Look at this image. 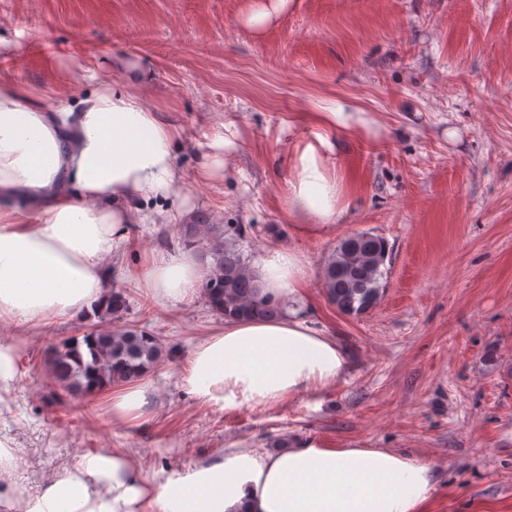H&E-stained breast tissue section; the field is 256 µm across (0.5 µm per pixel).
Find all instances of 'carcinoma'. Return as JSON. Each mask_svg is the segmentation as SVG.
<instances>
[{"instance_id": "cac0c4a2", "label": "carcinoma", "mask_w": 512, "mask_h": 512, "mask_svg": "<svg viewBox=\"0 0 512 512\" xmlns=\"http://www.w3.org/2000/svg\"><path fill=\"white\" fill-rule=\"evenodd\" d=\"M237 227L224 228L201 217L180 227L185 245L201 244L211 258L202 283L209 307L226 320L274 319L282 314L280 302L261 293L250 259L226 240ZM389 255L378 236L351 235L333 251L324 271L328 299L346 314L363 312L376 303L380 279ZM129 302L120 290H111L94 304L93 316L101 327L49 350L48 363L55 381L73 395H88L98 387L132 382L158 364L163 346L144 330L114 329L112 323L128 313Z\"/></svg>"}]
</instances>
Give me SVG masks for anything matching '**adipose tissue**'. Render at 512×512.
<instances>
[{"label": "adipose tissue", "instance_id": "1", "mask_svg": "<svg viewBox=\"0 0 512 512\" xmlns=\"http://www.w3.org/2000/svg\"><path fill=\"white\" fill-rule=\"evenodd\" d=\"M142 80H98L71 102L0 81V321L38 324L73 316L107 292L101 258L118 229L135 223L140 202L169 197L182 175L176 127L148 109ZM311 136L290 155L287 208L300 231L338 223L349 207L348 176L333 158L332 132L369 137L379 124L336 100L306 113ZM262 293L297 303L305 265L275 250L255 266ZM154 292L194 293L200 267L188 252L161 256L148 271ZM336 340L288 316L226 322L193 351L187 388L225 405L271 403L327 388L346 372ZM153 382L112 395L117 423L142 416ZM14 455L0 448V504L22 512H425L429 466L387 448L236 450L177 486H154L126 455L83 457L39 495L12 482Z\"/></svg>", "mask_w": 512, "mask_h": 512}]
</instances>
